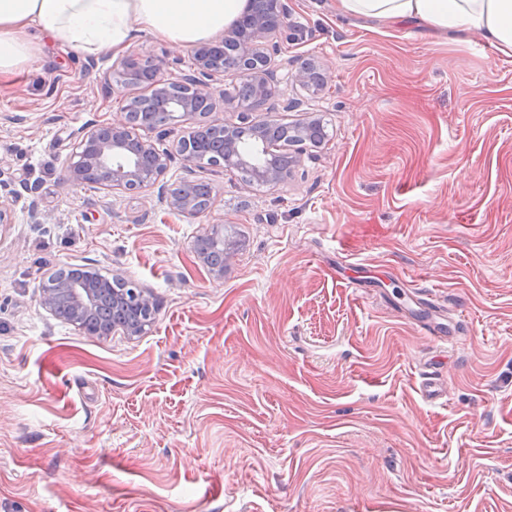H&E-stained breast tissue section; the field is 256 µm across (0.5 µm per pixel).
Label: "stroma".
<instances>
[{
  "label": "stroma",
  "instance_id": "1",
  "mask_svg": "<svg viewBox=\"0 0 512 512\" xmlns=\"http://www.w3.org/2000/svg\"><path fill=\"white\" fill-rule=\"evenodd\" d=\"M283 3L278 94L214 116L326 138L275 186L201 166L205 218L68 185L74 133L127 103L103 90L111 57L50 51L0 88V512H512V57ZM129 51L193 66L146 34ZM311 60L315 94L288 80ZM213 222L235 244L220 279L192 249ZM72 264L150 292L152 328L48 314L41 284ZM420 287L458 343L420 335ZM435 357L439 405L419 391Z\"/></svg>",
  "mask_w": 512,
  "mask_h": 512
}]
</instances>
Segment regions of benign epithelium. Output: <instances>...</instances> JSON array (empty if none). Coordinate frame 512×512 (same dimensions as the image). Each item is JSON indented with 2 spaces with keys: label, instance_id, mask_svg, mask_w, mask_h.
Masks as SVG:
<instances>
[{
  "label": "benign epithelium",
  "instance_id": "7a95c632",
  "mask_svg": "<svg viewBox=\"0 0 512 512\" xmlns=\"http://www.w3.org/2000/svg\"><path fill=\"white\" fill-rule=\"evenodd\" d=\"M270 9L252 20V27L246 45L247 54L260 59V65L251 69L237 65L216 68L211 64V56L224 50V45L240 43L242 37L236 28L225 31L221 38L199 47L194 54L193 73L181 77L165 75V61L158 59L150 63L153 74L152 92L165 99V92L178 87L183 97L173 99L171 111L175 123L207 126L226 129L224 123L211 119L215 111L216 98L224 99V104L237 112H250L252 108L238 96H224L221 83L224 72L232 69L239 78L246 81L255 97L268 100L278 93L275 78L278 63L275 57L265 51L266 41L283 28L285 7L282 0H269ZM132 55L128 54L112 64L105 74V83L112 84V92L129 95L132 86L137 84V75L131 68ZM291 80L305 89L318 92L325 86L326 75L323 68L310 61L291 75ZM139 127L124 113L121 120L104 125L85 127L75 133L73 154L67 163V181L74 186L90 183V171H96L95 184L110 193L149 192L158 189V200L178 213L189 217H199L209 211L196 205L192 195L200 181L182 182L184 192L177 195L166 188L165 176L174 156L181 157L188 172L199 166L196 153L186 146L187 136L180 137L175 150L161 149L138 133ZM111 290L114 304L132 307L129 323L119 328L127 336H138L146 330V308L154 303V298L143 292L141 298L128 300L125 291L112 287V278L87 269L86 276L78 281L68 277L64 270L52 272L42 284L41 305L50 313H55L64 304L70 313V324L80 332L95 336L98 334L93 316L105 290Z\"/></svg>",
  "mask_w": 512,
  "mask_h": 512
}]
</instances>
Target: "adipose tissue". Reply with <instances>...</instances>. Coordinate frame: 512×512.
Instances as JSON below:
<instances>
[{"instance_id":"adipose-tissue-1","label":"adipose tissue","mask_w":512,"mask_h":512,"mask_svg":"<svg viewBox=\"0 0 512 512\" xmlns=\"http://www.w3.org/2000/svg\"><path fill=\"white\" fill-rule=\"evenodd\" d=\"M244 0H0V82L24 74L48 48L112 56L136 34L189 48L224 31ZM340 16L379 23L416 21L436 33L484 35L512 57V0H336Z\"/></svg>"}]
</instances>
